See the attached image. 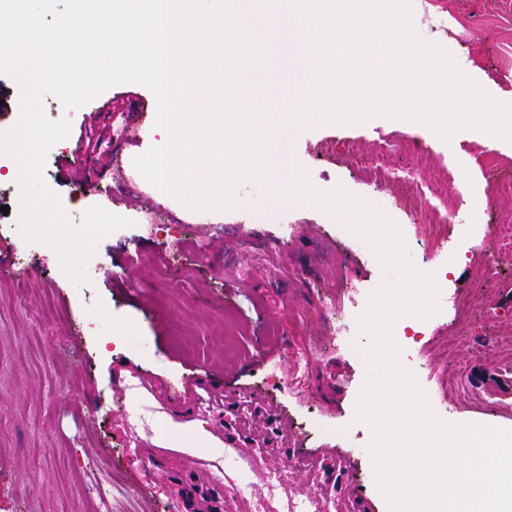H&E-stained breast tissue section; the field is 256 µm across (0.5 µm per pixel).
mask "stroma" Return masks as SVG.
<instances>
[{"mask_svg": "<svg viewBox=\"0 0 512 512\" xmlns=\"http://www.w3.org/2000/svg\"><path fill=\"white\" fill-rule=\"evenodd\" d=\"M412 8L423 39L472 61L478 83L512 99V0H412ZM250 21L256 38H270L272 62L288 60L287 72L272 70L265 93L280 104L304 85L307 57H286L279 29L255 12ZM43 107L50 120L70 122L43 177L73 222L94 206L131 217L163 206L178 222L105 236L87 281L76 284L51 247L21 236L19 194H0V250L11 258L0 271V512H87L104 472L131 491V512H186L202 488L224 512H289L295 501L311 512H387L367 450L371 430L354 420L368 373L360 349L370 337L337 334L340 321L361 322L382 279L368 244L320 209L253 185L238 191V208L207 223L176 199L158 203L141 179L113 193L117 171L133 170L154 144L155 97L143 85L112 86L74 109L49 94ZM89 127L99 145H89ZM344 141L376 172L337 156ZM474 145L512 168V143L470 129L448 142L421 139L380 116L293 128L274 161L297 160L316 188L341 185L382 209L417 267L438 275L466 256L440 290L439 313L400 327L401 356L414 360L418 383L447 421L512 429V249L481 264L470 256L488 220L512 217V195L487 200L492 173L471 154ZM447 173L464 175L465 199L427 193L426 179ZM437 222L448 228L440 249L425 236ZM283 224L294 227L285 240ZM30 336L39 347L16 358ZM306 350L315 356L294 376ZM272 368L281 379L274 387ZM458 375L467 393L445 388ZM165 415L206 421L224 442L223 458L159 444L155 422Z\"/></svg>", "mask_w": 512, "mask_h": 512, "instance_id": "35a3bbf8", "label": "stroma"}]
</instances>
